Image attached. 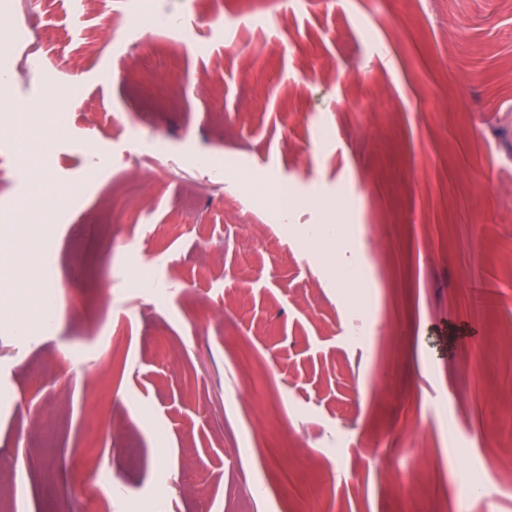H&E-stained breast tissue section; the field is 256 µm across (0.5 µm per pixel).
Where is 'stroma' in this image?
<instances>
[{
  "label": "stroma",
  "instance_id": "stroma-1",
  "mask_svg": "<svg viewBox=\"0 0 512 512\" xmlns=\"http://www.w3.org/2000/svg\"><path fill=\"white\" fill-rule=\"evenodd\" d=\"M151 12L34 0L0 83V261L52 270L0 322L54 298L0 333V512H512V8ZM338 212L368 292L303 245ZM18 28L22 36L0 52V71L4 70L8 74L18 71L22 66L32 68L40 62L34 33L25 24H18Z\"/></svg>",
  "mask_w": 512,
  "mask_h": 512
}]
</instances>
